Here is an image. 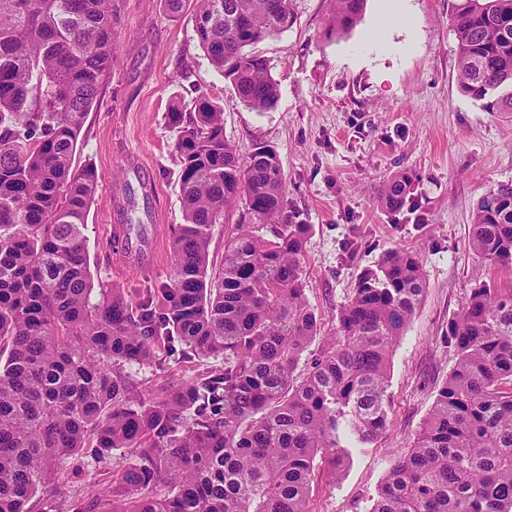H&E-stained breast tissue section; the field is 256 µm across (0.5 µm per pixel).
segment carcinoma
I'll use <instances>...</instances> for the list:
<instances>
[{
	"instance_id": "cac0c4a2",
	"label": "carcinoma",
	"mask_w": 512,
	"mask_h": 512,
	"mask_svg": "<svg viewBox=\"0 0 512 512\" xmlns=\"http://www.w3.org/2000/svg\"><path fill=\"white\" fill-rule=\"evenodd\" d=\"M365 0H331L330 36L360 22ZM115 0H0V512H27L68 459L128 457L102 493L112 512H310L316 458L389 426L388 370L422 300L418 253L384 252L336 314V336L303 373L320 318L305 295L311 225L288 201L277 151L245 159L224 110L196 91L168 113L183 223L171 229L167 282L138 301L118 286L91 299L87 215L93 169L72 162L112 68ZM292 0H195L194 32L245 107L272 108L278 84L250 51L293 23ZM458 85L488 112H512V0H453ZM410 180L388 182L395 211ZM235 227L210 267L212 228ZM468 248L512 270V182L473 208ZM456 364L407 455L369 512H512V288L478 274L448 319ZM222 366L143 394L127 369L161 350ZM169 487L155 497L148 489Z\"/></svg>"
}]
</instances>
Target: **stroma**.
I'll list each match as a JSON object with an SVG mask.
<instances>
[{"label":"stroma","instance_id":"stroma-1","mask_svg":"<svg viewBox=\"0 0 512 512\" xmlns=\"http://www.w3.org/2000/svg\"><path fill=\"white\" fill-rule=\"evenodd\" d=\"M451 0H405V22L382 24L384 0H366L348 34L323 35L330 0H292L288 30L258 44L278 84L276 105L247 109L210 65L193 30V11L162 0H116L112 69L79 136L73 166L94 169L99 187L87 216L95 288L120 285L131 300L169 272L170 229L181 223L173 101L207 91L224 108V136L248 154L273 146L288 176L289 200L312 231L305 252L306 297L320 318L316 355L336 332V313L358 273L391 249L419 252L426 288L395 348L390 425L374 443L349 451L339 477L316 470L311 512H368L391 465L406 455L456 357L445 338L476 272L512 287V272L481 270L468 248L472 210L497 184L512 181V114L484 111L458 87ZM410 174L408 202L379 203L387 181ZM146 227L158 263L145 274L114 270L108 229ZM125 463L124 451L66 464L63 489L28 505H70L98 495Z\"/></svg>","mask_w":512,"mask_h":512}]
</instances>
